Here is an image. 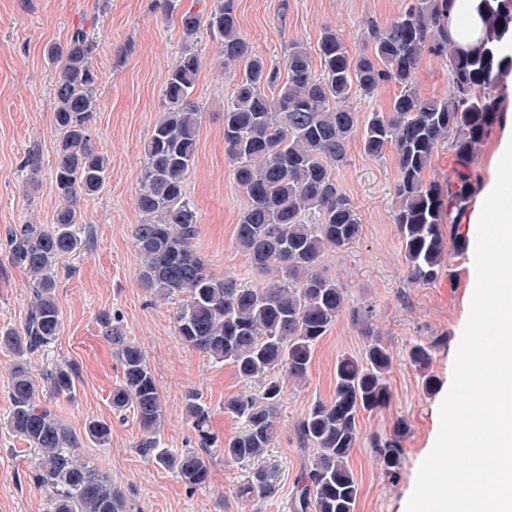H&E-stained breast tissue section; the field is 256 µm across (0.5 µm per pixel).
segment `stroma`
Instances as JSON below:
<instances>
[{
    "label": "stroma",
    "instance_id": "stroma-1",
    "mask_svg": "<svg viewBox=\"0 0 512 512\" xmlns=\"http://www.w3.org/2000/svg\"><path fill=\"white\" fill-rule=\"evenodd\" d=\"M403 0H237L240 30L267 59L281 61L292 41L316 49L324 29L336 30L350 55L369 41L368 21L386 24ZM91 32L99 48L91 58L98 75L96 112L91 127L98 150L109 159L104 188L82 198L84 230L76 251L59 260L56 298L61 325L56 340L28 362L41 402L81 437L79 458L106 471L128 497L131 512H289L296 481L308 466L297 423L316 401L333 396L336 361L359 355L367 339L351 317H342L318 343L307 378L285 386L279 434L274 447L252 463L228 462L222 449L210 450V478L189 489L174 473L140 452L142 431L133 413H113L111 396L121 367L100 323L109 314L128 340L144 352L164 405L156 435L160 447L179 452L197 445L184 406L196 392L211 411L218 441L238 435L242 426L224 411L228 398L259 393L261 384L183 344L176 315L182 295L156 298L143 287L132 231L141 215L135 206L145 146L160 116L168 70L183 47L176 20L161 15L155 0H0V330L21 329L33 279L12 257L11 230L22 224L50 225L61 200L53 188L60 135L54 125V85L59 64L46 48L63 44L71 33ZM201 66L194 96L201 106L198 153L186 189L199 215L197 250L216 275L233 274L246 287L268 277L250 263L235 242L236 224L248 199L236 183L224 153V100L233 88L216 41L196 46ZM38 151L40 169L26 180L21 166ZM338 182L362 224L348 251L327 252L323 265L348 286L355 306H371L373 323L388 342L393 361L387 374L388 408L360 419V439L349 458L360 489L356 512H406L420 462L431 452L440 428L439 407L453 376L454 357L471 303L474 247L448 252L450 273L431 285L406 277V263L393 221L397 165L393 152L376 158L352 140ZM439 340L429 371L436 379L423 392L409 351L414 344ZM16 356L0 348V512H52L50 492L32 479L37 456L7 426L10 370ZM78 372L71 395L48 388L47 375L59 363ZM405 419L409 432L397 474L386 473L371 448L373 436ZM111 427L106 443L87 439L89 421ZM274 470L275 493L248 501L237 494L254 467Z\"/></svg>",
    "mask_w": 512,
    "mask_h": 512
}]
</instances>
